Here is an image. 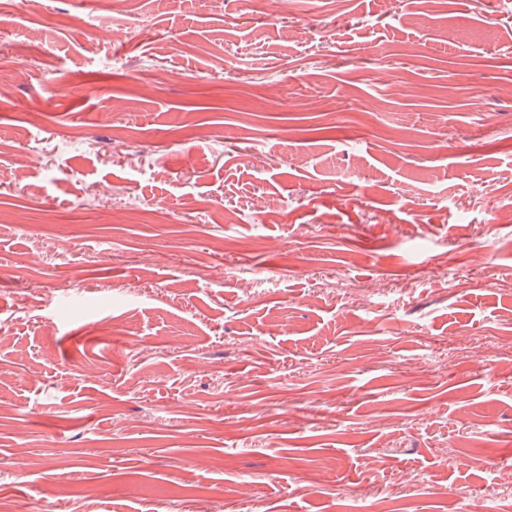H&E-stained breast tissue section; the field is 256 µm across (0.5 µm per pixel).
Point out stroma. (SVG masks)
I'll use <instances>...</instances> for the list:
<instances>
[{
	"instance_id": "obj_1",
	"label": "stroma",
	"mask_w": 512,
	"mask_h": 512,
	"mask_svg": "<svg viewBox=\"0 0 512 512\" xmlns=\"http://www.w3.org/2000/svg\"><path fill=\"white\" fill-rule=\"evenodd\" d=\"M113 2L0 0V502L512 512V0Z\"/></svg>"
}]
</instances>
